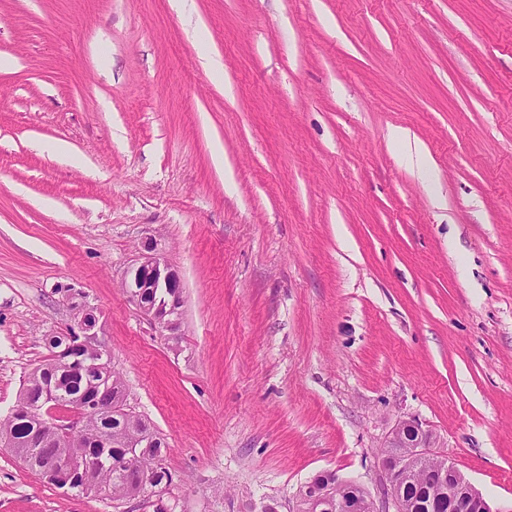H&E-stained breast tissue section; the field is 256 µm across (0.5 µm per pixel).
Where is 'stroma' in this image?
Wrapping results in <instances>:
<instances>
[{
    "mask_svg": "<svg viewBox=\"0 0 512 512\" xmlns=\"http://www.w3.org/2000/svg\"><path fill=\"white\" fill-rule=\"evenodd\" d=\"M190 10L0 0V420L85 301L175 512H297L323 471L382 502L401 420L506 512L512 0ZM148 240L183 281L174 340L122 288ZM0 512L153 510L0 447Z\"/></svg>",
    "mask_w": 512,
    "mask_h": 512,
    "instance_id": "stroma-1",
    "label": "stroma"
}]
</instances>
